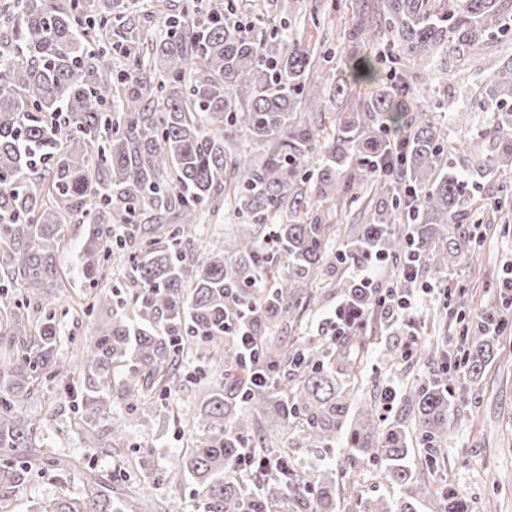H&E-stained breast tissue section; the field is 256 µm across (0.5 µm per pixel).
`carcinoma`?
<instances>
[{
  "instance_id": "carcinoma-1",
  "label": "carcinoma",
  "mask_w": 512,
  "mask_h": 512,
  "mask_svg": "<svg viewBox=\"0 0 512 512\" xmlns=\"http://www.w3.org/2000/svg\"><path fill=\"white\" fill-rule=\"evenodd\" d=\"M380 0L371 16L375 31L389 34L392 53L352 61L357 79H374L387 66L389 85L357 101L334 137L323 140L318 173L307 191L311 145L320 141L322 116L298 121L303 105L321 107L308 82L312 57L300 42L283 36L266 46L215 7L203 16L191 0L177 15L148 17L165 29L160 39L141 41L126 53L131 72L112 76V51L104 46L121 23L122 0H4L0 15L16 19L10 41L0 45V247L8 262L0 272L25 288L17 303L0 291V500L43 455L18 460L34 447L35 422L20 403L41 381L61 371L55 311L32 318L22 312L47 290L61 286L55 256L65 243L66 224L87 225L80 262L84 278H104L105 263L116 260L140 283L134 299L137 319L106 291L89 300L88 311L109 310L82 343L74 403L82 425L93 427L120 399L136 419L149 394L163 400L183 382L176 368L192 346L203 348L224 378L211 386L196 415L192 446L180 468L201 495L203 512H336V472L323 470L311 481L288 469V452L273 446L257 418L273 413L294 429L305 448H328L340 435L350 456L380 464L401 496L393 502L369 498L364 512H420L431 500L410 465L417 442L433 455L448 442L451 408L448 382L456 370L439 368L434 377L404 394L398 419L375 432L373 408L353 413L349 381L363 364L357 336L339 354L288 347L274 336L258 337L246 360L233 335L241 313L260 312L273 327L298 322L302 300L322 285V274L337 263L357 268L370 248L381 247L402 264L408 248L419 256L418 277L442 278L473 248L458 230L464 207V175L448 171L444 144L430 119L412 113L406 100L410 65H428L452 46L474 51L493 31L512 21V0ZM512 64L498 68L478 91L473 107L493 103L492 153L477 155L480 170L512 166ZM271 146L256 164L232 151L239 131ZM395 159L390 176L377 165ZM232 168L233 200L247 219L233 238L184 264L180 245L205 207L224 189ZM372 182L386 199L365 224H348L336 247V227L323 221L318 202L333 200L338 180ZM180 212L182 225L137 223L153 209ZM288 210L286 224L278 223ZM416 222L413 235L394 227ZM128 226L114 236V226ZM271 225L270 238L258 228ZM343 296L360 298L362 324L375 313L374 300L359 292L352 277L339 279ZM507 325L503 311L491 310L463 329L460 362L466 377L483 373L494 333ZM269 376L257 387L247 370ZM289 369L295 384L281 383ZM252 447L260 458L281 461L264 482L239 478L236 460ZM66 470L85 484L77 497L63 496L31 512H158L150 483L124 495L86 468L79 456ZM440 512H466L448 492L437 498Z\"/></svg>"
}]
</instances>
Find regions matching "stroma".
Listing matches in <instances>:
<instances>
[{"mask_svg": "<svg viewBox=\"0 0 512 512\" xmlns=\"http://www.w3.org/2000/svg\"><path fill=\"white\" fill-rule=\"evenodd\" d=\"M222 2L228 21H243L255 40L272 43L281 30H288L313 58L309 78L321 91L325 114V137H332L335 120L350 112L358 98L378 92L380 83L351 81L346 64L350 55H372L386 47L387 35L365 34L351 38L361 8H372L376 0H194L200 14H207L215 2ZM512 60V28L487 37L482 49L454 51L435 57L430 69H414L411 104L414 111L430 116L440 136L448 143V164L460 169L465 165L463 148L486 151L492 146L491 112L471 106L475 89L489 84L494 71ZM438 72L440 81H432L430 72ZM350 82L352 97H333L337 82ZM470 192L475 198L497 202L501 210L493 222L476 224L465 221V232L473 235L476 251L456 266L444 287L452 299L442 294L423 295L416 317L418 343L434 340L443 350H453L452 339L460 333L461 319H475L501 303V290L512 279V169H501L489 177L472 176ZM242 219L229 196H221L213 209L205 210L198 233L185 237L182 252L186 261L199 260L205 244H220L226 233L236 230ZM85 227H66V242L58 263L65 288L49 295L56 310L60 336V374L43 380L33 395L25 398L22 414L39 428V448L49 461L30 473L15 488L7 512H26L30 505L47 506L62 496L75 497L82 492L79 477L61 476L58 464L85 453L103 480L114 491L126 489L130 482L147 481L152 496L163 512H202L201 497L193 483L176 467L177 458L191 445L193 419L203 398V386L213 384L214 373L203 354L181 358L183 372L194 374V381L161 404H146L137 423L122 435L112 432L127 414L124 403H116L109 417L98 421L90 431H82L74 404L63 388L77 380L72 350L94 332V321L83 311L86 296L95 286L83 277L80 251ZM340 268H327L325 285L317 289L304 309L299 325L282 329V336L298 344H325L320 328L323 318L341 301L334 282ZM368 354L352 387L355 405L373 406L376 420L388 425L397 406H384L381 392L393 388L396 395L433 375L434 366L404 357L406 334L400 326L384 327L372 320L366 328ZM454 407L449 416L451 437L436 454L432 465H417V473L431 489L451 491L462 499L467 512H512V329L494 345L482 379L470 382L457 372L450 386ZM262 425L288 450L293 469L318 476L327 467L346 475L336 495L337 512H360L367 498H389L393 487L379 465L350 458L339 446L331 449L305 448L297 435L283 432L274 417Z\"/></svg>", "mask_w": 512, "mask_h": 512, "instance_id": "stroma-1", "label": "stroma"}]
</instances>
